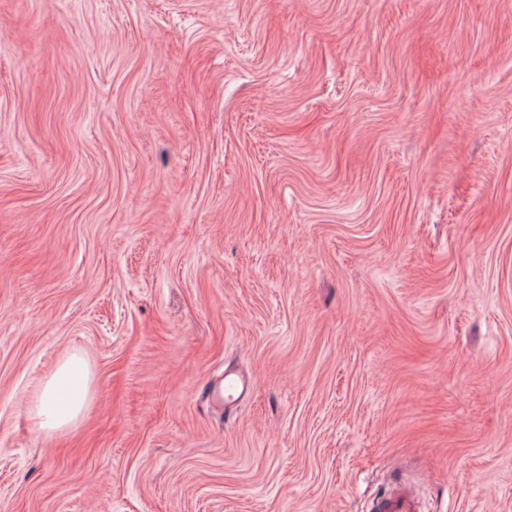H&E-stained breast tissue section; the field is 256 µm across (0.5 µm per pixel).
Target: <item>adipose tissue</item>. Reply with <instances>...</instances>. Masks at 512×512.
<instances>
[{
	"label": "adipose tissue",
	"mask_w": 512,
	"mask_h": 512,
	"mask_svg": "<svg viewBox=\"0 0 512 512\" xmlns=\"http://www.w3.org/2000/svg\"><path fill=\"white\" fill-rule=\"evenodd\" d=\"M88 378L87 364L76 355L57 368L33 404L32 417L40 430H63L78 419L87 402Z\"/></svg>",
	"instance_id": "adipose-tissue-1"
}]
</instances>
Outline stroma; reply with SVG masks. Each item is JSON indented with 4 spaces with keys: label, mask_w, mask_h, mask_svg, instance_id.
Masks as SVG:
<instances>
[{
    "label": "stroma",
    "mask_w": 512,
    "mask_h": 512,
    "mask_svg": "<svg viewBox=\"0 0 512 512\" xmlns=\"http://www.w3.org/2000/svg\"><path fill=\"white\" fill-rule=\"evenodd\" d=\"M397 474L512 512V0H0V512ZM88 378V366L77 355L57 368L33 404L32 417L40 430H64L78 419L86 407ZM253 386L251 377L244 374L237 366L227 365L220 384L212 385L207 393L211 399L224 402L226 407H230L246 398L252 392Z\"/></svg>",
    "instance_id": "1"
}]
</instances>
